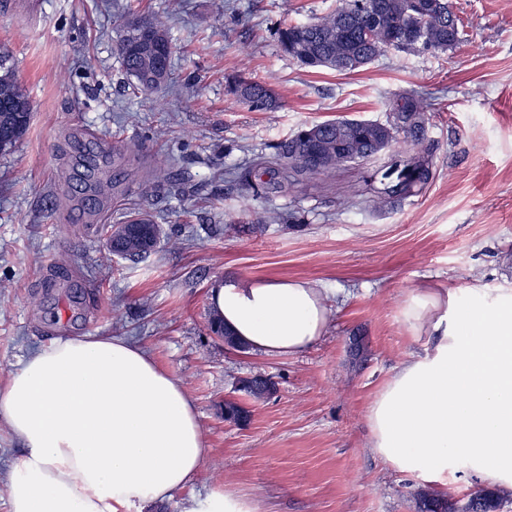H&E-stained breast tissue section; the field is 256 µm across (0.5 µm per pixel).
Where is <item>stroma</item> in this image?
<instances>
[{
  "label": "stroma",
  "mask_w": 512,
  "mask_h": 512,
  "mask_svg": "<svg viewBox=\"0 0 512 512\" xmlns=\"http://www.w3.org/2000/svg\"><path fill=\"white\" fill-rule=\"evenodd\" d=\"M335 0H0V53L32 104L28 131L0 155V387L31 350L61 336L142 347L194 401L207 453L199 472L146 512H195L216 492L250 512H420L416 491L463 503L486 483L465 466L432 485L370 445L368 409L410 356L433 346L402 310L423 288L512 289V0H453L462 38L444 53L390 49L351 74L313 72L275 31ZM154 16L174 52L162 88L136 89L119 54L125 25ZM265 81L274 112L232 93ZM432 105L435 177L385 201L386 155L250 196L239 169L306 123H385L398 95ZM140 145L96 217L67 197L65 137ZM149 211L167 236L148 258L117 259L105 228ZM68 263H60L61 255ZM224 278H297L328 291L324 335L295 355L226 348L210 335V290ZM276 389L257 400L241 379ZM236 401L247 424L224 417Z\"/></svg>",
  "instance_id": "stroma-1"
}]
</instances>
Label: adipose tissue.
<instances>
[{
  "mask_svg": "<svg viewBox=\"0 0 512 512\" xmlns=\"http://www.w3.org/2000/svg\"><path fill=\"white\" fill-rule=\"evenodd\" d=\"M210 301L251 350L295 354L322 337L325 291L298 279L216 283ZM431 351L407 359L371 404V446L395 469L442 480L465 462L512 487V290L419 291L403 308ZM0 421L22 445L5 483L10 512H128L170 499L206 448L181 382L138 345L65 336L0 389Z\"/></svg>",
  "mask_w": 512,
  "mask_h": 512,
  "instance_id": "ef3b65f1",
  "label": "adipose tissue"
}]
</instances>
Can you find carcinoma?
Returning a JSON list of instances; mask_svg holds the SVG:
<instances>
[{
    "mask_svg": "<svg viewBox=\"0 0 512 512\" xmlns=\"http://www.w3.org/2000/svg\"><path fill=\"white\" fill-rule=\"evenodd\" d=\"M386 13L375 19L366 16L367 22L378 26L377 36L381 47L366 44L361 38V26L356 16L362 12L363 0H336L335 6L308 23H283L277 30L281 51L302 65L315 69L336 70V58H346L360 53L375 60L384 53L382 46L412 53L447 52L460 42L459 19L448 12V2L432 11L431 17L418 30L422 7L426 0H384ZM146 30L143 42L125 30L119 44V52L127 76L139 89L154 91L169 79L170 70L157 69L159 53L172 57L173 47L167 29L157 18L142 20ZM232 92L249 109L257 112H274L278 102L271 89L250 76H239ZM19 104L21 111L13 115L28 130L32 102L23 86L18 82L12 66L0 61V97ZM400 120L394 133L403 135L425 162L416 176L398 172L399 188L389 198L400 201L423 190L434 177L433 145L427 136V127L422 117L429 112L430 104L417 93H406L399 97ZM382 133L378 127L365 121L334 119L304 126L285 140L273 145L274 164L289 178L317 179L339 165L368 159L377 153V142ZM82 174L79 185L83 191L92 190L91 180L98 169L99 156L91 144H80ZM271 168L260 163L253 164L238 175L253 195L260 196L277 190L282 184L269 176ZM140 222L144 238L151 241L149 250L160 243L164 231L153 222L146 212L135 211L124 223ZM415 496L421 512H494L499 496L493 491L479 490L470 494L461 507L457 503L433 491L420 488Z\"/></svg>",
    "mask_w": 512,
    "mask_h": 512,
    "instance_id": "1",
    "label": "carcinoma"
}]
</instances>
